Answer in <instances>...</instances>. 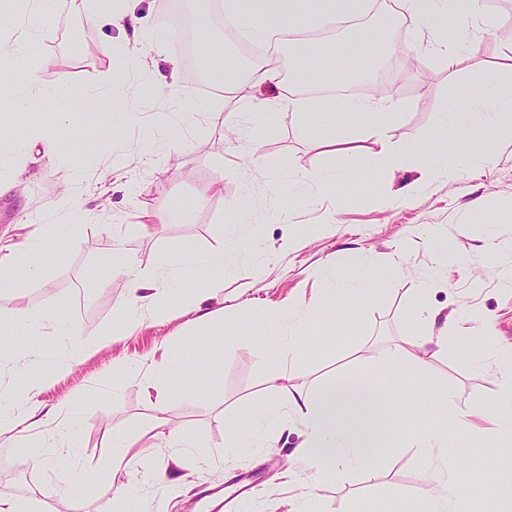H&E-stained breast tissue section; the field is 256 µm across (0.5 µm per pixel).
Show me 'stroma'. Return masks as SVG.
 <instances>
[{
    "mask_svg": "<svg viewBox=\"0 0 512 512\" xmlns=\"http://www.w3.org/2000/svg\"><path fill=\"white\" fill-rule=\"evenodd\" d=\"M383 7L392 20L386 30L392 52L387 64H401L413 55L411 74L392 92L401 110L387 128L399 145L439 127L452 103L478 95L487 69L512 51L497 31L512 19V0H485L479 24L486 33L463 38L444 22L416 33L395 16V0ZM457 47L453 68H446L433 52L434 38ZM133 36L88 22L72 0H59L54 19L32 67L65 74L83 90L72 101L45 91L24 123H13L0 137V181L9 184L0 194V259L36 240L41 226L28 222L29 213L42 210L65 191L76 193L81 209L57 214L60 231L80 225L68 249L22 287L0 289V319L47 308L71 321L89 349L72 353L69 337L51 327L41 334L0 337V393H18L46 367L59 370L58 378L38 396L41 411L63 402L79 410L75 454L36 465L27 448L0 439V498L40 496L43 512L54 501L44 492L62 487L74 512H118L111 480L97 472L98 459L112 451L114 427H123L139 447L150 450L147 462L132 461L124 468L125 481L136 493L140 512H200V491L220 488L226 498L220 512H291L301 500L311 512H430L434 476L412 449L404 434L382 447L374 463L352 479L333 478L310 490L312 472L303 463L288 464L287 452L301 441V425L287 436L270 431L266 448L226 446L224 436L238 418L271 400L312 390L337 371L348 368L378 389H389L410 371L406 359L394 357L395 346L410 347L416 332L412 290L426 278L441 277L445 284L430 295L433 306L447 314L464 308L462 330L467 347L450 339L446 354L430 359L427 373L438 386L451 387L455 410L470 413V434L454 437L455 449L447 465L459 474L472 454L486 455L490 434L500 429L486 410L499 399L501 387L490 363L502 350L512 349V288L505 287L500 271L512 270V144L486 129L479 145L490 159L467 168L449 165L430 174V154L419 156L410 169L371 168L365 160L377 146L362 129L352 134L353 149L334 154L306 138L299 119L291 113L277 118L278 130L264 140L261 168L244 173L241 157L246 142L224 138V118L249 103L252 90L244 77L248 59L237 46L227 49L233 69L220 76L221 94L200 91L181 66L182 88L196 91L206 110L188 121L183 148L159 154L157 169L145 167L140 152L162 140L167 124L178 120L176 106L155 100L157 73L142 76L140 61L128 57L130 72L139 76L137 92L142 119L128 121L122 103L111 99L106 80L116 60L115 50ZM72 119L59 133L57 151L46 156L30 136L34 126L53 125L58 113ZM98 114L111 120L114 131L102 142L88 143L84 117ZM124 156L126 172L114 177L115 156ZM300 164L309 171L346 167L362 190L343 197L317 184H306L299 197L288 198L277 187L274 174H287ZM221 192H214V182ZM290 211L288 223L276 219L279 209ZM191 210L188 221L162 224L161 212ZM251 236L242 250L243 236ZM130 254L140 269L153 274L163 256L184 250L201 254L224 253V287L212 296L197 292L193 279L179 285L180 296L192 299L191 311L170 310L165 319L147 322L126 336H118L117 315L128 294L122 277L103 284L105 260L114 247ZM405 263L391 268L396 250ZM373 261L379 275L372 284V299L363 313L338 309L311 325L299 358L282 367L278 390L265 379L271 367L273 341L263 337L258 319L262 312L297 311L310 306L321 289L336 276ZM327 268L325 277L313 272ZM26 354L24 368L14 358ZM183 366L180 381L159 384L165 416L170 425L190 433L199 459L179 467L174 449L164 439L149 441L141 435L155 413V396L147 392L149 368L162 360ZM133 367V377L114 385L112 365ZM80 471V478L63 484L64 470ZM166 481H158L159 472ZM251 477L257 489L248 498L234 499L233 484ZM455 512H512V492H493L488 481L477 480L454 506Z\"/></svg>",
    "mask_w": 512,
    "mask_h": 512,
    "instance_id": "obj_1",
    "label": "stroma"
}]
</instances>
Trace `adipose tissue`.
Segmentation results:
<instances>
[{
	"label": "adipose tissue",
	"mask_w": 512,
	"mask_h": 512,
	"mask_svg": "<svg viewBox=\"0 0 512 512\" xmlns=\"http://www.w3.org/2000/svg\"><path fill=\"white\" fill-rule=\"evenodd\" d=\"M19 3V9L0 10V62L24 74L28 92L23 96L0 99L1 121L23 120L47 85L61 96L75 99L81 95L65 75L56 73L47 79L27 64L34 48L47 33L56 0H19ZM365 7L364 0H225L224 3L226 12L238 21L241 36L266 37L285 33L294 42L300 35L315 30L329 15L346 12L351 20H360ZM398 7L411 27L419 30L429 27L431 20L442 14L449 26L467 31L475 28L482 12L480 0H466L462 10L456 8L453 0H398ZM356 50V45L346 40L323 39L312 49L295 52L292 67L299 74L317 70L323 83L332 84L338 78L337 57ZM247 79L254 89L267 90L268 95L247 106V122L234 119L226 122L224 128L236 136L246 135L251 145L249 163L253 166L260 163V138L274 131L269 113L280 107L304 117L305 134L339 153L344 152L351 142L349 129L352 125L373 130L378 149L368 159L372 167L381 163L397 168L407 166L413 156L428 150L430 142L441 144L450 137L457 143V160L466 162L474 152L476 134L485 126L497 128L504 140L512 142V86L502 81L496 68L487 70L479 97L452 104L432 136L421 137L403 147L395 145L386 134L387 126L400 110L398 101L381 97L339 102L325 98L312 104L302 98L297 89L286 88L280 71L264 57L250 61ZM80 205V199L69 194L50 205L48 212L34 214V221L44 225L42 246L36 253L17 254L0 261L1 289L21 286L68 247L67 237L59 235L55 226L48 224L47 215ZM162 267L161 275L150 281L131 259L110 262V274L125 277L130 291V307L120 316L125 331H133L144 320L157 315L179 277L189 275L213 288L224 285V255L220 252L202 256L186 250L163 260ZM377 274L374 264H365L361 269L337 278L335 287L326 289L316 302L297 315L289 317L282 311L266 314L265 333H272L285 319L292 325L287 344L278 346L271 353L276 365L267 376L269 388H276L283 377L281 362L299 354L307 326L326 312L335 310L336 306L351 301L366 305L371 299L370 285ZM437 286V281L432 280L421 283L413 291L419 336L416 351L409 357L415 371L410 380L401 379L396 384V393L413 398L407 417L411 424L408 439L418 455L428 461L448 454L449 432L462 435L471 427L468 414L451 411V389L435 387L425 375L428 358L444 354L448 348L449 331L459 330L461 326L457 320L441 321L439 310L429 300ZM391 395L373 389L359 376L339 373L314 390L289 394L287 401H271L253 408L237 424L236 434L230 437L229 443L245 447L250 435L263 428L272 426L284 432L297 422L303 427L305 438L292 455L313 467L314 483H321L333 471L347 477L371 459L378 427L392 416Z\"/></svg>",
	"instance_id": "ef3b65f1"
}]
</instances>
